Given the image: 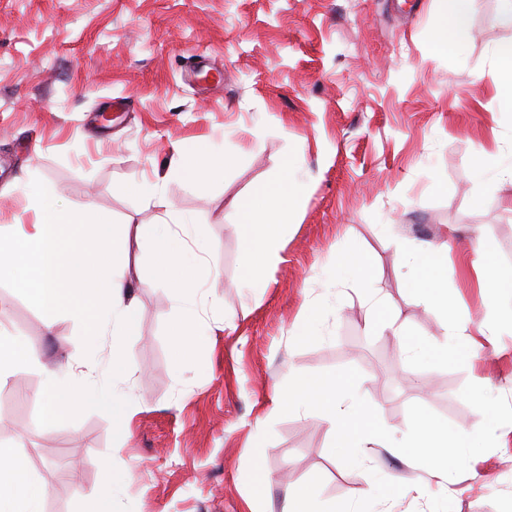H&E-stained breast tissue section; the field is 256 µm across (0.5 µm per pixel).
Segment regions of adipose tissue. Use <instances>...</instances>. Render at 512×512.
I'll return each mask as SVG.
<instances>
[{
  "label": "adipose tissue",
  "instance_id": "adipose-tissue-1",
  "mask_svg": "<svg viewBox=\"0 0 512 512\" xmlns=\"http://www.w3.org/2000/svg\"><path fill=\"white\" fill-rule=\"evenodd\" d=\"M478 0H446L452 16L450 28L435 34L436 48L452 53L467 37L468 22ZM298 204V193L287 176L256 186L239 204L240 231L251 257L244 280L249 287H261V274L276 264L280 255L275 243L281 228ZM187 229L162 223L150 230L113 223L109 214L94 212L92 217L63 210L54 198L46 197L36 206V219L16 225L14 232L0 233V278L11 280L47 322L65 318L83 325L86 339L99 343L112 339V353L105 367L125 375L134 368L124 355L125 340L138 330L133 289L123 279L128 264L127 243L136 238L157 258L152 281L164 282L180 305V322L173 330L178 347L194 344L199 302V286L217 280L216 271L201 257L187 253ZM446 244L402 246L400 266L409 270L408 285L428 303L448 305V289L442 268ZM466 263L477 275L478 287L490 316L477 333L466 325L444 321L442 331L430 343L411 342L405 349L411 356L423 355L428 347L440 353L464 352L479 356L482 337L492 336L500 320L512 323V313L499 302L504 283H512V271L491 265L489 251L476 243ZM48 388L39 396L44 418L60 422L74 418L82 410L95 407L111 412L112 427L121 437H130L132 408L124 395L102 383L98 375H72L65 369L46 372ZM42 491L30 474L22 454L0 448V512H42Z\"/></svg>",
  "mask_w": 512,
  "mask_h": 512
}]
</instances>
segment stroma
Wrapping results in <instances>:
<instances>
[{"instance_id":"1","label":"stroma","mask_w":512,"mask_h":512,"mask_svg":"<svg viewBox=\"0 0 512 512\" xmlns=\"http://www.w3.org/2000/svg\"><path fill=\"white\" fill-rule=\"evenodd\" d=\"M501 5L479 0L469 39L448 55L433 41L440 0H0V226L32 223L31 202L48 195L73 212L148 224L149 198L123 188L158 180L219 272L203 289L197 344L175 354L171 292L138 287L154 258L129 239L135 374L113 380L134 403L125 442L103 411L44 423L35 396L45 368L81 374L112 341L91 351L80 325L47 324L0 279V335L35 341L40 362L0 382V448L27 457L43 512H82L106 470L118 481L115 512H283L316 475L322 502L362 497L367 469L331 453L322 413H273L299 373L356 368L359 395L393 430L419 403L474 432L482 416L460 396L470 381L512 401V328L476 358L406 357L404 337L437 333L441 313L395 264L398 243L446 239L447 313L471 326L486 311L459 255L480 240L512 268V185L483 194L476 176L478 164L512 160L493 59L512 42ZM198 54L219 80H185ZM184 140L236 161L199 185L174 178L173 145ZM284 171L300 204L277 243L282 263L255 290L244 281L238 204ZM350 256L370 266L383 314L347 282L339 261ZM368 457L386 479L431 480L390 449ZM456 481L464 492L453 512H512V436Z\"/></svg>"}]
</instances>
